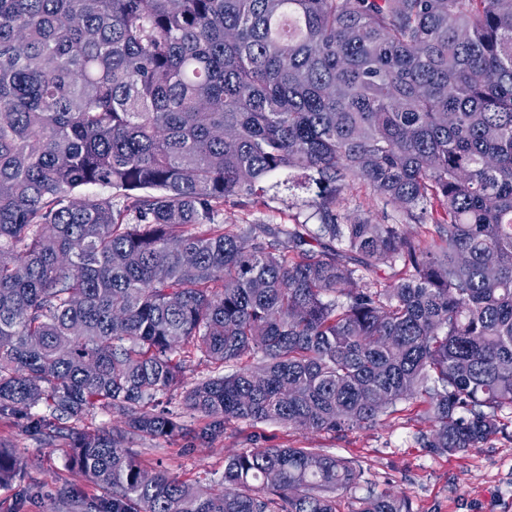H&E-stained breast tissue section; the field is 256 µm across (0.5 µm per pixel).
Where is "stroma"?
Returning a JSON list of instances; mask_svg holds the SVG:
<instances>
[{
  "label": "stroma",
  "instance_id": "obj_1",
  "mask_svg": "<svg viewBox=\"0 0 512 512\" xmlns=\"http://www.w3.org/2000/svg\"><path fill=\"white\" fill-rule=\"evenodd\" d=\"M349 215L376 224L398 223L392 204L374 198L365 185L348 195ZM160 409L177 416L183 434L160 439L130 438L128 448L146 468L162 467L179 480L218 486L227 458L256 447L318 448L355 461L362 482L337 498L338 512H356L369 492L391 491L407 499L411 512H512V424L482 447L448 455L423 448L431 427L425 404L401 402L396 412L371 427L345 434L311 432L275 422L233 421L223 432L201 437L206 418L187 409L181 397L160 396ZM0 445L15 449L25 468L20 480L0 487V512H86L103 490L70 463L71 438L45 443L21 417L0 416ZM39 487L35 497L22 496L26 486Z\"/></svg>",
  "mask_w": 512,
  "mask_h": 512
}]
</instances>
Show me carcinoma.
Instances as JSON below:
<instances>
[{"mask_svg":"<svg viewBox=\"0 0 512 512\" xmlns=\"http://www.w3.org/2000/svg\"><path fill=\"white\" fill-rule=\"evenodd\" d=\"M283 175L316 186L314 223L252 218ZM357 182L401 223L345 213ZM189 347L261 360L185 390ZM178 390L205 436L346 432L414 399L434 453L508 427L512 0H0V415L71 433L94 512H336L360 483L275 446L220 490L148 473L125 439L185 431L155 405ZM95 409L124 426H68ZM21 470L0 448V486Z\"/></svg>","mask_w":512,"mask_h":512,"instance_id":"obj_1","label":"carcinoma"}]
</instances>
